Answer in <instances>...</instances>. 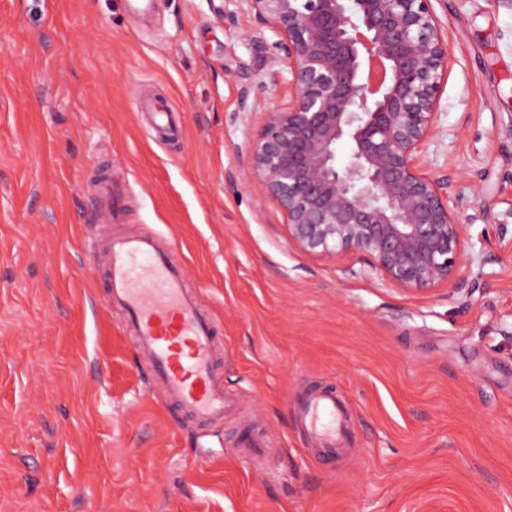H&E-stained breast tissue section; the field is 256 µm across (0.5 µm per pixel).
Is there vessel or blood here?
<instances>
[{
    "mask_svg": "<svg viewBox=\"0 0 512 512\" xmlns=\"http://www.w3.org/2000/svg\"><path fill=\"white\" fill-rule=\"evenodd\" d=\"M110 222L122 223L124 193L109 182L96 189ZM107 306L124 312L165 398L182 414L201 421L224 417L228 399L215 370L217 330L181 267L174 265L153 234L109 236ZM294 408L321 459L336 462L349 451V411L335 392L317 390L294 402Z\"/></svg>",
    "mask_w": 512,
    "mask_h": 512,
    "instance_id": "vessel-or-blood-1",
    "label": "vessel or blood"
}]
</instances>
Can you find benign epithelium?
Instances as JSON below:
<instances>
[{"label": "benign epithelium", "mask_w": 512, "mask_h": 512, "mask_svg": "<svg viewBox=\"0 0 512 512\" xmlns=\"http://www.w3.org/2000/svg\"><path fill=\"white\" fill-rule=\"evenodd\" d=\"M288 63V107L267 112L245 149L260 194L291 239L326 256L361 254L414 292L460 278L457 179L425 169L448 73V33L429 0H240Z\"/></svg>", "instance_id": "obj_1"}]
</instances>
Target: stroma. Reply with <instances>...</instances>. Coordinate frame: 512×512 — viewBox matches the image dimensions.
Listing matches in <instances>:
<instances>
[{"label":"stroma","instance_id":"obj_1","mask_svg":"<svg viewBox=\"0 0 512 512\" xmlns=\"http://www.w3.org/2000/svg\"><path fill=\"white\" fill-rule=\"evenodd\" d=\"M429 8L451 70L428 171L467 186L460 293L290 238L243 149L288 67L261 84L275 36L237 0H0V512H512V0ZM91 173L126 223L98 221ZM108 230L155 235L211 312L223 421L177 412L106 306ZM305 389L346 399L345 466L311 452Z\"/></svg>","mask_w":512,"mask_h":512}]
</instances>
